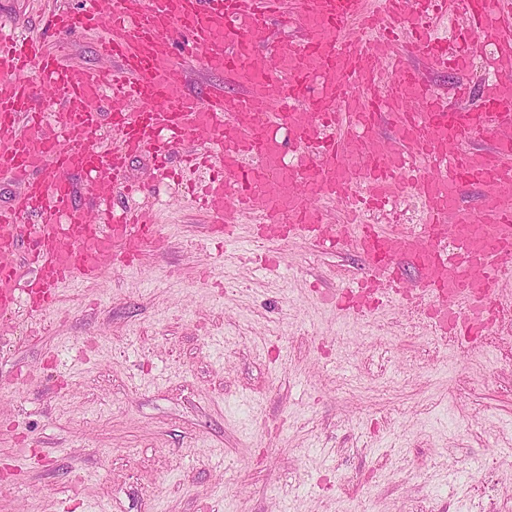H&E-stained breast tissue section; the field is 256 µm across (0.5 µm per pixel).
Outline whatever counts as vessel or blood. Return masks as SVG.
Returning a JSON list of instances; mask_svg holds the SVG:
<instances>
[{"label": "vessel or blood", "instance_id": "vessel-or-blood-1", "mask_svg": "<svg viewBox=\"0 0 512 512\" xmlns=\"http://www.w3.org/2000/svg\"><path fill=\"white\" fill-rule=\"evenodd\" d=\"M451 13L461 23L440 36ZM273 21L292 37H274ZM49 27L99 33L101 63L68 62L0 22V175L16 187L0 207L1 313L49 314L66 289L163 248L155 216L112 203L145 153L161 170L209 169L201 210L227 258L269 281L283 260L268 244L358 253L363 274L324 306L362 317L401 301L484 336L512 304V0H81ZM487 49L476 104L463 85L433 91L411 64L462 73ZM197 61L236 91H191ZM46 97L58 113L39 108ZM406 201L419 223H399Z\"/></svg>", "mask_w": 512, "mask_h": 512}]
</instances>
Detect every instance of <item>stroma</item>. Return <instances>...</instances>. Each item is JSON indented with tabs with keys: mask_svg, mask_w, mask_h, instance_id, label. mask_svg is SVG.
Wrapping results in <instances>:
<instances>
[{
	"mask_svg": "<svg viewBox=\"0 0 512 512\" xmlns=\"http://www.w3.org/2000/svg\"><path fill=\"white\" fill-rule=\"evenodd\" d=\"M56 0H0L19 33ZM144 184L169 239L140 270L65 292L56 330L18 309L0 330V512H465L512 487V345L475 372L395 311L364 319L318 292L348 253L279 244L281 282L222 262L177 186Z\"/></svg>",
	"mask_w": 512,
	"mask_h": 512,
	"instance_id": "stroma-1",
	"label": "stroma"
}]
</instances>
